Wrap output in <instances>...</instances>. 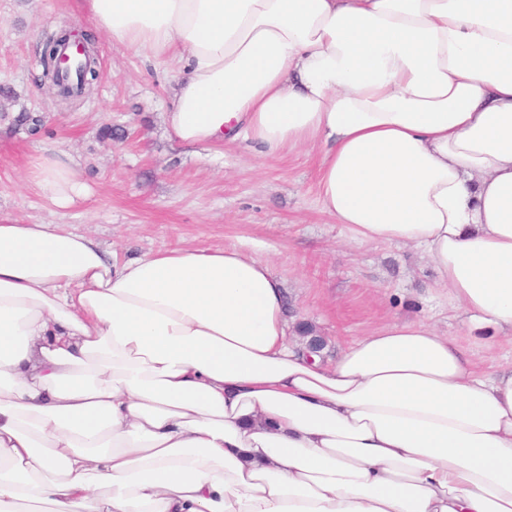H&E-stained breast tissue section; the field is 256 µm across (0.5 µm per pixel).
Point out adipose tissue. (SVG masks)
I'll return each instance as SVG.
<instances>
[{"mask_svg": "<svg viewBox=\"0 0 512 512\" xmlns=\"http://www.w3.org/2000/svg\"><path fill=\"white\" fill-rule=\"evenodd\" d=\"M78 7L173 72L171 140L319 146L325 213L512 335V0ZM29 175L59 209L85 192L43 152ZM285 308L236 248L116 262L0 223V512H512V367L411 318L326 365Z\"/></svg>", "mask_w": 512, "mask_h": 512, "instance_id": "adipose-tissue-1", "label": "adipose tissue"}]
</instances>
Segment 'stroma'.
<instances>
[{"label": "stroma", "instance_id": "35a3bbf8", "mask_svg": "<svg viewBox=\"0 0 512 512\" xmlns=\"http://www.w3.org/2000/svg\"><path fill=\"white\" fill-rule=\"evenodd\" d=\"M71 25L91 27L76 0H0V221L65 224L119 259L185 244L244 250L282 280L291 340L303 348L322 337L327 365L346 342L404 316L479 359L495 343L497 364H512V343L453 310L431 265L399 245L355 243L321 210L306 149L265 157L244 144L171 141L170 76L102 32L91 91L57 97L38 58L46 36ZM44 149L64 153L88 188L70 209L29 179Z\"/></svg>", "mask_w": 512, "mask_h": 512}]
</instances>
